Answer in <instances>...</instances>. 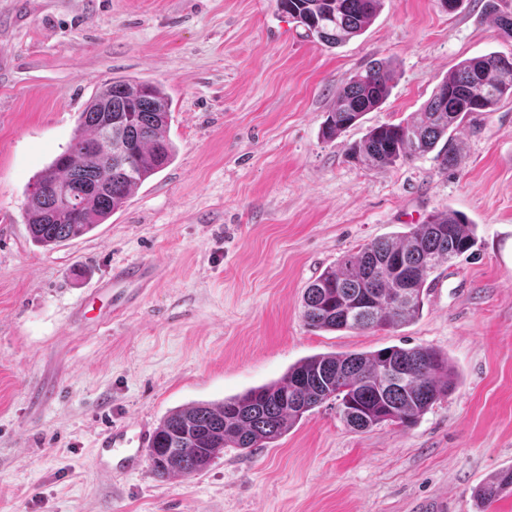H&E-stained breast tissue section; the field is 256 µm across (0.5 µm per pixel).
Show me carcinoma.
Wrapping results in <instances>:
<instances>
[{
  "label": "carcinoma",
  "instance_id": "cac0c4a2",
  "mask_svg": "<svg viewBox=\"0 0 512 512\" xmlns=\"http://www.w3.org/2000/svg\"><path fill=\"white\" fill-rule=\"evenodd\" d=\"M385 0H277L278 9L306 36L334 48L360 36ZM500 33L512 37V9L487 0ZM394 70L372 61L336 91L321 134L326 141L359 124L389 95ZM512 99V58L486 54L448 71L420 111L398 124L369 128L348 158L375 171L435 153L446 170L456 164L455 132L465 119L491 112ZM112 110V127L104 114ZM171 99L164 87L137 78H114L78 113L74 135L36 175L25 202L32 242L55 248L105 223L132 193L168 166L176 147L168 135ZM81 187L78 202L62 191ZM475 225L454 210L433 214L393 237L343 255L306 288L303 318L317 329L394 332L423 309L425 285L451 257L469 252ZM448 357L431 346L384 347L363 353L318 354L300 360L285 377L224 398L196 403L166 415L153 432L148 456L155 475H191L208 469L226 448H264L303 415L328 401L352 429L383 423L416 424L455 390ZM512 490V469L486 479L475 495L477 512Z\"/></svg>",
  "mask_w": 512,
  "mask_h": 512
}]
</instances>
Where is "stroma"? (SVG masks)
<instances>
[{
	"label": "stroma",
	"mask_w": 512,
	"mask_h": 512,
	"mask_svg": "<svg viewBox=\"0 0 512 512\" xmlns=\"http://www.w3.org/2000/svg\"><path fill=\"white\" fill-rule=\"evenodd\" d=\"M512 55L477 0H385L366 31L328 48L276 0H0V512H476L512 468V100L459 133L458 162L378 171L349 162L371 127L420 110L448 70ZM376 59L390 94L332 141L337 89ZM162 83L173 162L89 234L34 245L23 206L106 81ZM454 210L470 257L428 280L394 333L305 325V288L342 255ZM159 265L115 288L97 328L74 308L112 268ZM431 346L458 384L410 428L350 429L326 403L266 448L225 449L205 471L104 476L102 433L280 380L323 353ZM512 490V469L499 471L486 479L475 495L477 512H485L499 497Z\"/></svg>",
	"instance_id": "stroma-1"
}]
</instances>
